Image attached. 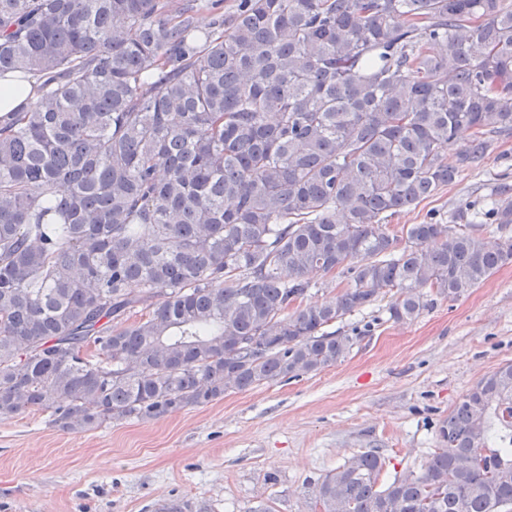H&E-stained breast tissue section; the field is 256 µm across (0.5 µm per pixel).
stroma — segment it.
Masks as SVG:
<instances>
[{
  "label": "stroma",
  "mask_w": 512,
  "mask_h": 512,
  "mask_svg": "<svg viewBox=\"0 0 512 512\" xmlns=\"http://www.w3.org/2000/svg\"><path fill=\"white\" fill-rule=\"evenodd\" d=\"M512 189V134L397 224L449 220ZM380 322L336 365L229 392L151 421L67 432L42 412L0 420V512H310L313 486L371 448L388 475L419 469L437 428L482 376L512 361V264L405 324Z\"/></svg>",
  "instance_id": "1"
}]
</instances>
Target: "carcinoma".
<instances>
[{
    "mask_svg": "<svg viewBox=\"0 0 512 512\" xmlns=\"http://www.w3.org/2000/svg\"><path fill=\"white\" fill-rule=\"evenodd\" d=\"M0 0V419L155 420L345 359L512 263V196L390 229L512 133V0ZM462 130L470 147L442 150ZM346 287L324 301L313 288ZM420 470L357 453L312 512H512V362Z\"/></svg>",
    "mask_w": 512,
    "mask_h": 512,
    "instance_id": "obj_1",
    "label": "carcinoma"
}]
</instances>
